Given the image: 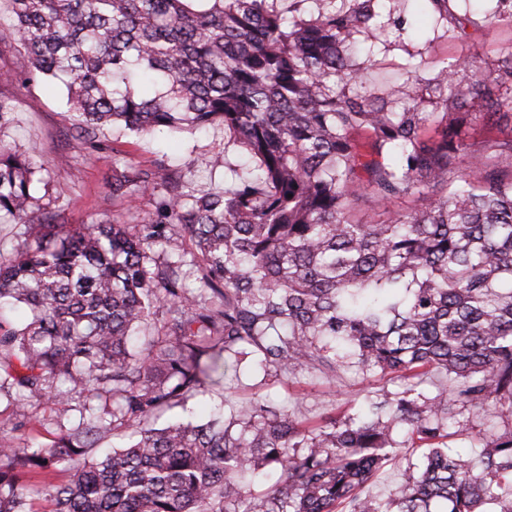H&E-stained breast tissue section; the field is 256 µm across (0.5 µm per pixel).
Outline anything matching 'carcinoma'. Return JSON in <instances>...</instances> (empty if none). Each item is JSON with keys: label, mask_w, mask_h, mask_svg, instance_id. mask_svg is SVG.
<instances>
[{"label": "carcinoma", "mask_w": 512, "mask_h": 512, "mask_svg": "<svg viewBox=\"0 0 512 512\" xmlns=\"http://www.w3.org/2000/svg\"><path fill=\"white\" fill-rule=\"evenodd\" d=\"M7 2L0 37L22 53L0 83H61L80 144L106 126H221L204 164L226 167L232 147L251 167L216 191L163 161L116 170L128 220L68 229L38 196L42 168L0 143V223L25 228L0 262V310L31 313L0 314V399L21 427L42 424L26 413L41 404L62 427L71 394L86 398L77 431L48 445L0 437V512H32L23 475L64 469L39 490L51 512H512V50L379 97L355 90L378 0ZM12 112L0 91V131ZM366 197L384 211L361 214ZM249 354L267 375L354 367L396 389L319 424L259 400L158 423ZM457 406L508 420L477 465L448 448ZM109 434L121 443L99 451ZM415 444L395 491L367 493ZM266 467L277 477L255 496L242 478Z\"/></svg>", "instance_id": "cac0c4a2"}]
</instances>
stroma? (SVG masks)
<instances>
[{"instance_id":"1","label":"stroma","mask_w":512,"mask_h":512,"mask_svg":"<svg viewBox=\"0 0 512 512\" xmlns=\"http://www.w3.org/2000/svg\"><path fill=\"white\" fill-rule=\"evenodd\" d=\"M497 6V0H448V16L442 19L424 0H383L384 31L361 43L372 61L366 91L376 93L388 82L406 79L412 64L426 77L434 68L459 58L476 54L490 60L512 47V24L485 25V15ZM10 92L15 122L0 131V142L43 165L46 195L64 206L68 226L90 224L123 212V204L112 197V162L116 159L140 168L162 160L187 182H208L216 188L224 185L223 171L210 174L198 165L203 157L223 150V128L203 133L187 130L173 138L162 132L136 135L107 127L98 133L96 146H80L73 138L74 118L63 104L62 84L32 82L12 86ZM62 154L69 155L70 163L60 167L56 159ZM239 375L237 383H220L211 386L204 398L189 399L187 413L198 412L205 400L234 403L265 399L276 405L287 403L299 418L317 421L337 414L340 404L363 390L384 385L379 377H366L353 370L336 376L319 372L286 379L266 376L248 361L241 363ZM501 428L494 414L475 413L469 415L466 431L452 436L448 443L455 451L470 454Z\"/></svg>"}]
</instances>
